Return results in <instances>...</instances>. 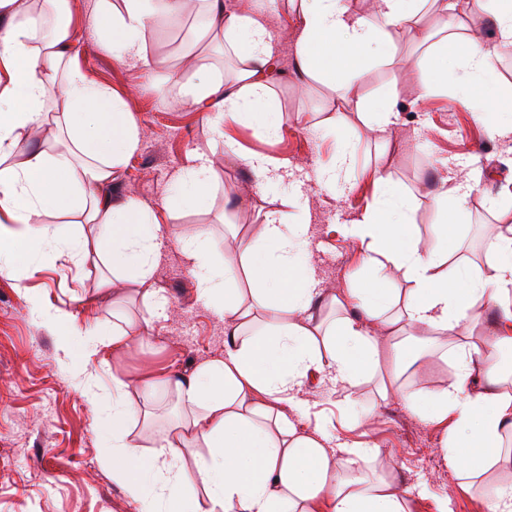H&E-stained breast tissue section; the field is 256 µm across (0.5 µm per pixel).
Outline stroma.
Wrapping results in <instances>:
<instances>
[{
    "label": "stroma",
    "instance_id": "1",
    "mask_svg": "<svg viewBox=\"0 0 512 512\" xmlns=\"http://www.w3.org/2000/svg\"><path fill=\"white\" fill-rule=\"evenodd\" d=\"M471 2L456 0L461 24L451 29L449 45L475 35L494 41L492 19ZM97 8L98 0H69L78 62L92 82L124 102L141 128L138 151L116 177V195L157 209L175 196V175L188 155L205 154L214 171L209 206L185 211L160 229L153 286L169 303L145 331L142 349L116 356L106 346L86 366L103 406L112 402L113 376L188 373L223 354L224 317L199 295L181 252L182 241L199 230H208L219 246L235 233L257 237L265 214L280 208L283 195L301 189L307 207L289 209L288 218L308 224L305 255L323 285L343 293L374 275L360 263V241L347 232L378 202L380 191L370 176L374 169L415 198L416 229L426 243L441 231L430 198L439 177L474 176L468 212L454 233L456 257L472 267L493 258V242L512 226V137L490 135L477 113L460 104L455 88L425 89L422 72L408 66L417 54L411 31H392L385 44L373 47L374 59L352 90L372 102L396 89L399 118L380 128L364 123L342 90L298 72L296 0L262 7L275 40L270 84L282 112L280 131L270 134L252 118L225 122L216 113L173 100L169 77L199 82L215 71L229 78L238 66L216 44L207 49L205 68L181 65V51L201 37L200 19L187 15L155 22L148 51L162 64L146 70L117 62L102 49L90 28ZM344 152L351 163L338 170L336 189L319 190L318 174ZM252 153L290 162V175L277 194L258 191L240 161ZM44 223L50 238L35 248L19 244L14 270L0 273V512H138L99 465L108 431L83 396L76 360L59 350L55 332L35 320L26 299L30 293L42 295L67 311L84 335L111 333L113 294L99 287L105 269L90 261L54 260L58 242L80 227L54 215ZM403 355L412 365L402 381L424 397L447 385L456 371L455 357L421 350L410 340ZM295 395L309 402L311 421L325 423L333 442L378 446L372 468L403 480L411 512H437L443 501L448 512H487L483 492L463 490L446 465L441 429L400 402L382 403L374 379L341 384L320 375Z\"/></svg>",
    "mask_w": 512,
    "mask_h": 512
}]
</instances>
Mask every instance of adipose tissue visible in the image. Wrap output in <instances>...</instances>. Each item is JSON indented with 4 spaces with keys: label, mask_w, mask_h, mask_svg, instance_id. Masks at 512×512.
<instances>
[{
    "label": "adipose tissue",
    "mask_w": 512,
    "mask_h": 512,
    "mask_svg": "<svg viewBox=\"0 0 512 512\" xmlns=\"http://www.w3.org/2000/svg\"><path fill=\"white\" fill-rule=\"evenodd\" d=\"M188 0H99L95 26L103 48L125 64L151 69L147 51L154 22L182 14ZM374 15L351 14L345 0H299L300 31L296 66L308 78L351 91L363 78L372 45L389 31H414L426 51L419 68L447 79L448 30L453 0H436L437 23L421 19L428 0H376ZM67 0H0V271L22 241L40 243L47 233L43 215L71 216L88 232L63 241V255L105 258L111 278L131 285L145 309L140 315L123 305L112 310L113 349L139 346L167 300L152 286L160 255L159 229L184 207H202L210 196L212 169L192 155L177 177L181 197L161 209L132 197L112 194L116 170L140 145V129L121 100L93 83L76 61L69 24L55 25ZM493 16L497 42L467 40L460 60L471 80L459 100L471 105L477 87H495L499 52L512 47V0H474ZM203 32L223 41L239 58L233 80L213 74L189 83L173 80L174 97L237 119L253 115L270 133L281 117L271 102L266 76L274 56L273 35L250 0L225 10L223 0H206ZM56 123L68 145L36 150L26 144L33 129ZM387 200L366 209L349 233L365 243L363 262L379 271L404 273L411 288L405 298L372 281L326 297L315 268L298 259V240L308 227L292 224L287 213L266 215L259 237L242 236L214 257L210 234L182 243L183 257L202 297L223 313L227 336L223 356L199 364L187 376L112 379V442L101 467L138 503L142 512H410L408 492L396 477L371 480L366 465L376 447L341 442L328 447L325 424L302 425L306 402L295 399L309 373L353 383L362 375L378 380L382 399L399 398L411 410L444 429L441 451L467 486L485 473L512 469V451H500L512 434V387L501 376L493 351L512 347V227L498 235L496 258L481 272L452 261L444 240L422 242L411 220L414 205L384 175H376ZM341 310L326 324L322 302ZM498 313L490 333H461L476 306ZM38 318L53 329L66 352L83 362L97 356L103 340L76 331L70 316L33 301ZM417 331L416 343L451 350L458 370L430 400L398 382L404 364L400 348L383 352L382 336ZM174 400L179 415L157 426V411ZM150 430V453L138 451L130 421ZM475 455L465 454V447ZM205 449L194 468L185 456Z\"/></svg>",
    "instance_id": "ef3b65f1"
}]
</instances>
